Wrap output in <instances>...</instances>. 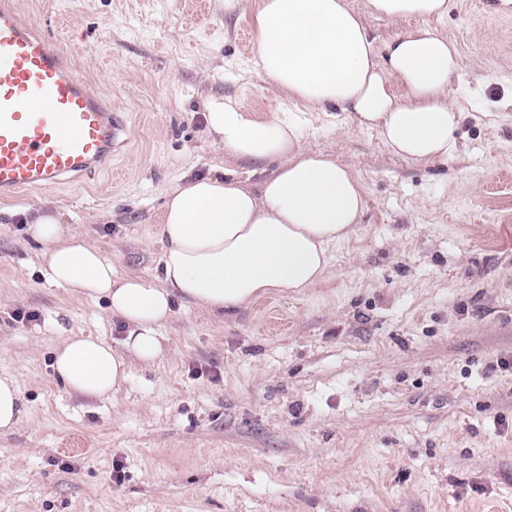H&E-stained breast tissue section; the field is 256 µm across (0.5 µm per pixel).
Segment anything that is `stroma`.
I'll return each instance as SVG.
<instances>
[{"mask_svg":"<svg viewBox=\"0 0 512 512\" xmlns=\"http://www.w3.org/2000/svg\"><path fill=\"white\" fill-rule=\"evenodd\" d=\"M19 6L126 112L129 145L95 177L0 202V378L23 401L0 430V512H512V9L448 0L435 24L460 53L448 160L394 155L334 108L309 115L303 147L350 167L367 202L321 282L230 318L176 301L155 361L84 398L55 378V350L120 348L121 327L45 278L27 218L51 211L118 275L154 280L167 189L274 169L213 145L206 100L262 119L302 106L257 68L247 0Z\"/></svg>","mask_w":512,"mask_h":512,"instance_id":"stroma-1","label":"stroma"}]
</instances>
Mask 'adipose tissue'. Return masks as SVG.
Here are the masks:
<instances>
[{"label": "adipose tissue", "mask_w": 512, "mask_h": 512, "mask_svg": "<svg viewBox=\"0 0 512 512\" xmlns=\"http://www.w3.org/2000/svg\"><path fill=\"white\" fill-rule=\"evenodd\" d=\"M256 63L299 112L265 119L209 101L207 127L234 159L274 163L251 189L233 172L192 178L166 194L158 282L114 276L112 262L88 242L62 235L54 215L38 213L29 231L42 242V268L57 287L106 300L124 330L122 350L75 336L56 350L54 373L91 397L115 391L131 360L161 353V327L185 299L224 317L270 290L299 292L328 268V249L360 223L366 204L356 175L331 156L304 150L305 111L336 106L359 128L377 131L392 153L422 163L448 159L461 114L448 101L459 57L433 26L448 0H367L372 13L416 19L411 30L376 48L344 0H252ZM403 95H396L394 85Z\"/></svg>", "instance_id": "ef3b65f1"}]
</instances>
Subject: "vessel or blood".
<instances>
[{"label": "vessel or blood", "instance_id": "obj_1", "mask_svg": "<svg viewBox=\"0 0 512 512\" xmlns=\"http://www.w3.org/2000/svg\"><path fill=\"white\" fill-rule=\"evenodd\" d=\"M126 131L123 113L0 0V198L106 168Z\"/></svg>", "mask_w": 512, "mask_h": 512}]
</instances>
